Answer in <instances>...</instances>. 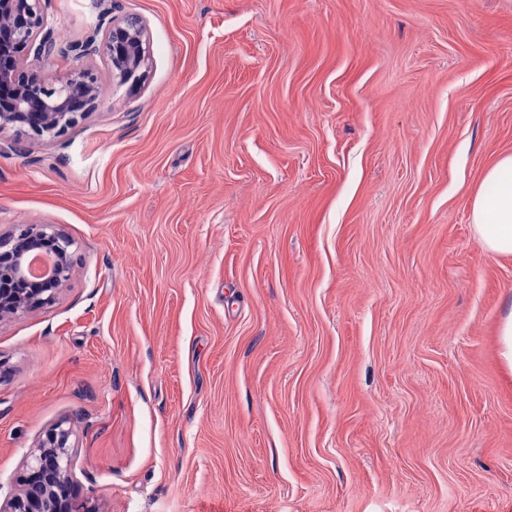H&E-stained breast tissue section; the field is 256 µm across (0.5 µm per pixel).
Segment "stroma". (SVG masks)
Returning a JSON list of instances; mask_svg holds the SVG:
<instances>
[{
    "label": "stroma",
    "mask_w": 512,
    "mask_h": 512,
    "mask_svg": "<svg viewBox=\"0 0 512 512\" xmlns=\"http://www.w3.org/2000/svg\"><path fill=\"white\" fill-rule=\"evenodd\" d=\"M139 17L149 76L0 130V230L74 273L0 321V503L51 423L101 512H512V0H50ZM492 195L480 190L472 203V225L478 241L491 255L512 254V154L500 157L485 174Z\"/></svg>",
    "instance_id": "1"
}]
</instances>
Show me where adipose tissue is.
Here are the masks:
<instances>
[{
  "instance_id": "obj_1",
  "label": "adipose tissue",
  "mask_w": 512,
  "mask_h": 512,
  "mask_svg": "<svg viewBox=\"0 0 512 512\" xmlns=\"http://www.w3.org/2000/svg\"><path fill=\"white\" fill-rule=\"evenodd\" d=\"M493 194L477 193L472 223L478 241L492 255L512 254V154L500 157L484 177Z\"/></svg>"
}]
</instances>
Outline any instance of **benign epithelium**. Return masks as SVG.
<instances>
[{"instance_id": "1", "label": "benign epithelium", "mask_w": 512, "mask_h": 512, "mask_svg": "<svg viewBox=\"0 0 512 512\" xmlns=\"http://www.w3.org/2000/svg\"><path fill=\"white\" fill-rule=\"evenodd\" d=\"M49 0H0V130L13 127L55 141L96 111L101 60L115 88L134 94L144 85L150 49L137 17L117 21L102 11L91 35L57 43L47 20ZM69 68L45 79L34 60L55 56ZM73 241L52 224H16L0 233V320L18 318L55 301L71 279ZM73 430L49 425L23 461L17 489L0 512H95L79 495L73 472Z\"/></svg>"}]
</instances>
